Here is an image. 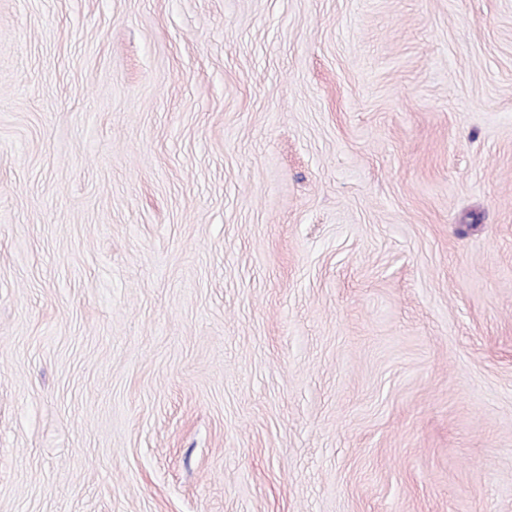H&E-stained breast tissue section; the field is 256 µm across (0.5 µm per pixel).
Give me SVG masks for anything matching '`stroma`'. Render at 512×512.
<instances>
[{
    "mask_svg": "<svg viewBox=\"0 0 512 512\" xmlns=\"http://www.w3.org/2000/svg\"><path fill=\"white\" fill-rule=\"evenodd\" d=\"M0 512H512V0H0Z\"/></svg>",
    "mask_w": 512,
    "mask_h": 512,
    "instance_id": "stroma-1",
    "label": "stroma"
}]
</instances>
